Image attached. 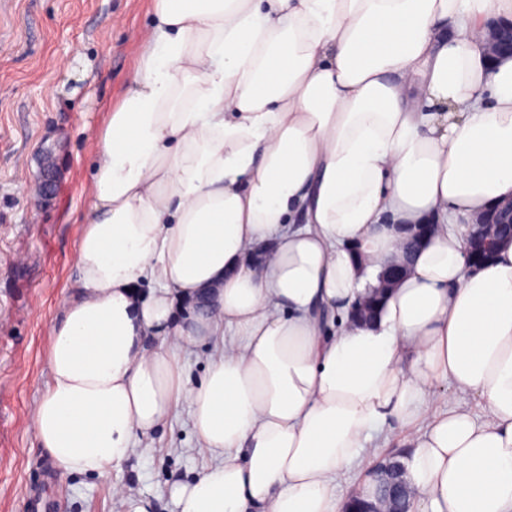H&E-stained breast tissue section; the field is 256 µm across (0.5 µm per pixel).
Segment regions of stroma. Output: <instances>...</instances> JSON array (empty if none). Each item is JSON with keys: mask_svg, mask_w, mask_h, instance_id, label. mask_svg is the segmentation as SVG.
Returning a JSON list of instances; mask_svg holds the SVG:
<instances>
[{"mask_svg": "<svg viewBox=\"0 0 512 512\" xmlns=\"http://www.w3.org/2000/svg\"><path fill=\"white\" fill-rule=\"evenodd\" d=\"M153 9L154 0H0V512H27L33 487L55 512H123L107 482L53 475L31 417L49 379V328L77 292L98 135L145 51ZM45 149L57 188L40 204ZM206 462L183 402L117 478L155 512H175L169 487Z\"/></svg>", "mask_w": 512, "mask_h": 512, "instance_id": "stroma-1", "label": "stroma"}]
</instances>
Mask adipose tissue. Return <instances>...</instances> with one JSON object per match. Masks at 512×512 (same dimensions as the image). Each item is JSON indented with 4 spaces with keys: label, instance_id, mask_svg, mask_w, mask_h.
<instances>
[{
    "label": "adipose tissue",
    "instance_id": "1",
    "mask_svg": "<svg viewBox=\"0 0 512 512\" xmlns=\"http://www.w3.org/2000/svg\"><path fill=\"white\" fill-rule=\"evenodd\" d=\"M512 0H155L99 134L79 288L32 427L59 477L109 481L187 401L211 464L178 512H341L388 418L428 512H512V244L462 228L512 200ZM433 223L376 318L349 313ZM150 283L149 291L138 288ZM195 303L184 322L175 300ZM212 344L203 380L184 356ZM488 412L431 410L449 390ZM482 40L492 58L512 57V20L491 18L484 26Z\"/></svg>",
    "mask_w": 512,
    "mask_h": 512
}]
</instances>
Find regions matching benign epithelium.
<instances>
[{
  "label": "benign epithelium",
  "mask_w": 512,
  "mask_h": 512,
  "mask_svg": "<svg viewBox=\"0 0 512 512\" xmlns=\"http://www.w3.org/2000/svg\"><path fill=\"white\" fill-rule=\"evenodd\" d=\"M482 40L491 57L512 56V20H488ZM41 162L39 197L44 199L53 189L52 155L44 152ZM404 232L407 236L406 250L378 276V284L374 286L373 293L376 299L410 273L411 254L427 241L431 225L415 224L404 228ZM509 242L512 243V202L501 204L467 223L464 244L473 264L489 261L501 245ZM369 473L374 483L372 494L365 498L362 491L354 492L342 512H409L411 492L403 479L400 462L393 457L376 460Z\"/></svg>",
  "instance_id": "1"
}]
</instances>
